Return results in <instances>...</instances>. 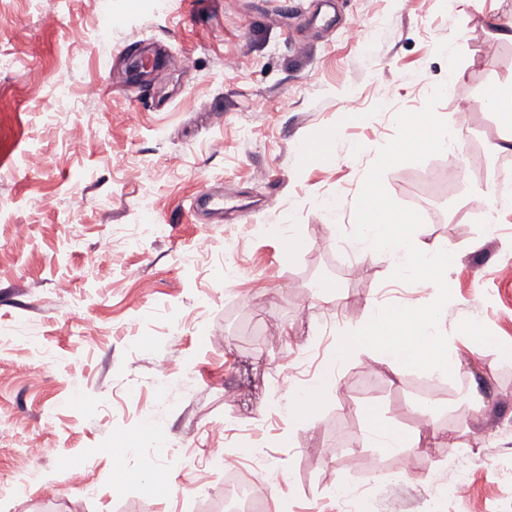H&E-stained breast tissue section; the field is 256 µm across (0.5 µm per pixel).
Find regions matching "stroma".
<instances>
[{"mask_svg": "<svg viewBox=\"0 0 512 512\" xmlns=\"http://www.w3.org/2000/svg\"><path fill=\"white\" fill-rule=\"evenodd\" d=\"M142 56L159 63L151 75L131 69ZM88 82L97 99L80 96ZM442 83L436 112L485 176L435 191L425 177L447 164L440 153L383 183L423 217L422 243L454 255L442 316L460 364L424 395L429 372L366 375L373 354L357 351L327 405L297 422L288 400L374 303L436 297L431 282L392 279L389 254L346 241L396 114ZM511 88L512 0H0V512H207L227 470L258 459L286 475L264 512H339L341 488L363 493L360 512H512V361L500 355L512 346V203H495L490 236L465 212L472 187L512 159L490 149L512 118L484 105ZM332 128L323 158L299 162ZM204 192L223 212H197ZM289 224L306 251L285 253ZM430 404L443 436L400 475L366 440L365 412L410 431ZM37 436L49 454L14 476ZM335 438L345 447L325 459ZM459 448L475 457L468 494L436 495L455 482L443 463Z\"/></svg>", "mask_w": 512, "mask_h": 512, "instance_id": "stroma-1", "label": "stroma"}]
</instances>
